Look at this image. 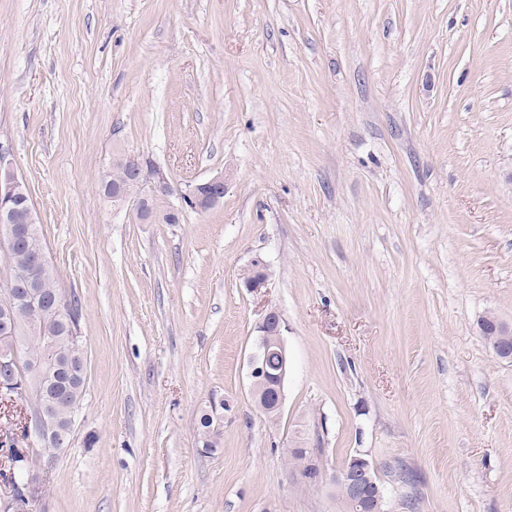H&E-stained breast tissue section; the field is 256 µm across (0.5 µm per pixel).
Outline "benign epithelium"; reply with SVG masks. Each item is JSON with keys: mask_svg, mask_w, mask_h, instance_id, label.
<instances>
[{"mask_svg": "<svg viewBox=\"0 0 512 512\" xmlns=\"http://www.w3.org/2000/svg\"><path fill=\"white\" fill-rule=\"evenodd\" d=\"M127 173L138 185V192L134 195H113V198L124 202L135 203L137 209L142 211V221L150 223L156 220L157 215L152 208V202L157 193H163L168 188L165 174L156 169L152 172L145 170V161L134 154L123 153L119 157ZM226 189L224 176L217 175L204 182L191 187L189 194L195 199L198 209L209 208L216 205L223 197ZM26 195L20 189L18 177L15 175L10 160L5 153L0 152V239L12 246L26 235L25 228L16 222L19 208L25 204ZM249 270L251 274L244 280L245 287L256 292L268 284L270 273L268 266L260 258L251 261ZM30 281L14 283L9 292V304L0 309L1 318L12 319L17 316L36 322L40 310L39 303L32 298ZM286 326L279 314L267 310L256 325L257 335L247 358L248 378L252 401L263 411L277 415L282 413L285 401L284 386L291 370V360L288 353L284 332ZM0 346V386H10L15 366L19 341L4 331ZM56 400L48 398L43 408L35 417H27L33 421L28 427L29 433L46 440L47 445L55 448H66L65 438L57 437L51 431L54 423ZM320 478L331 483H345L353 497H362L370 488L371 464L369 461L354 457L348 464L338 469H329L328 462L319 458Z\"/></svg>", "mask_w": 512, "mask_h": 512, "instance_id": "obj_1", "label": "benign epithelium"}]
</instances>
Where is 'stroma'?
I'll return each mask as SVG.
<instances>
[{
	"label": "stroma",
	"instance_id": "obj_1",
	"mask_svg": "<svg viewBox=\"0 0 512 512\" xmlns=\"http://www.w3.org/2000/svg\"><path fill=\"white\" fill-rule=\"evenodd\" d=\"M0 149L83 308L41 512H341L286 467L301 444L373 462L389 512H512V362L479 328L512 326V0H0ZM118 149L179 223L104 196ZM270 308L273 423L247 374ZM225 189L226 184L223 175H217L193 185L188 194L194 197L198 209L201 210L216 205L224 197ZM251 274L244 280L245 287L251 292H258L261 288H265L270 280L268 266L261 258H255L251 261L249 269ZM257 335L247 358L248 378L252 401L264 412L280 415L285 401L284 386L291 370V360L288 353L284 332L286 326L279 314L267 310L256 327ZM274 353L278 363L274 372L268 369L267 355ZM263 387L271 388L272 394L263 395Z\"/></svg>",
	"mask_w": 512,
	"mask_h": 512
}]
</instances>
